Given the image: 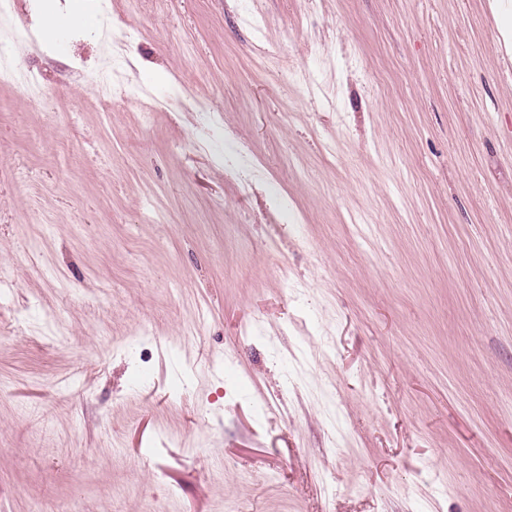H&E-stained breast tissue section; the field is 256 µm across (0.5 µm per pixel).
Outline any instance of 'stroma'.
<instances>
[{
  "mask_svg": "<svg viewBox=\"0 0 512 512\" xmlns=\"http://www.w3.org/2000/svg\"><path fill=\"white\" fill-rule=\"evenodd\" d=\"M44 2L0 15V512H512L490 0H89L53 42Z\"/></svg>",
  "mask_w": 512,
  "mask_h": 512,
  "instance_id": "stroma-1",
  "label": "stroma"
}]
</instances>
